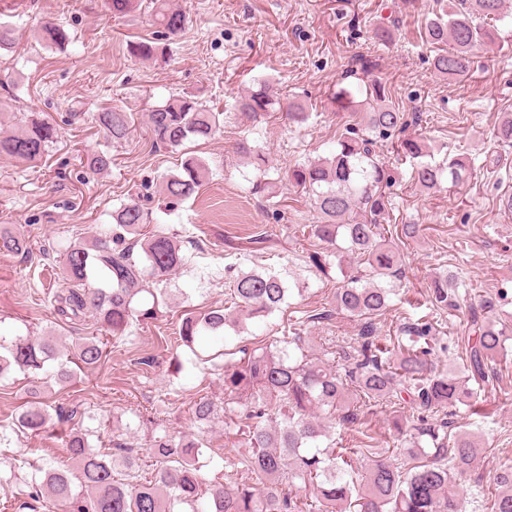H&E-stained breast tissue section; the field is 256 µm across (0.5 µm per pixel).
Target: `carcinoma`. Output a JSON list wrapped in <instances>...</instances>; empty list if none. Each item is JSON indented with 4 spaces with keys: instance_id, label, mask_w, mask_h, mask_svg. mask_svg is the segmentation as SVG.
Returning a JSON list of instances; mask_svg holds the SVG:
<instances>
[{
    "instance_id": "1",
    "label": "carcinoma",
    "mask_w": 512,
    "mask_h": 512,
    "mask_svg": "<svg viewBox=\"0 0 512 512\" xmlns=\"http://www.w3.org/2000/svg\"><path fill=\"white\" fill-rule=\"evenodd\" d=\"M506 9V0H451L448 5L436 0L433 16L426 17L419 30L422 41L434 48V72L448 80L467 76L475 49L495 42L493 23L512 17ZM154 12L162 39L183 30L186 15L170 0H154ZM41 31L51 44L62 46L69 40L65 29L55 23L42 26ZM129 52L147 61L164 54L165 47L156 38H143L131 42ZM334 98L338 110L354 116L338 134L336 149L317 160L294 164L278 180L308 195L319 214L311 234L338 263L347 259L362 267L342 272L330 308L306 312V321L313 325L334 314L360 323L359 345L343 352L342 372L313 353L298 332L259 348L243 345L238 348V360L221 365L222 404L201 397L191 408L194 422L203 427L222 413L232 415L230 421L244 447L238 452V463L264 477L263 489L246 483H214L199 465L202 439L168 432L152 435L153 477L141 483L133 443H118L115 451L105 453L91 447L89 432L72 429L62 437V446L77 464L78 474L53 459L42 462L36 469L39 478L30 483L28 501L20 508L32 510L34 504L49 500L64 512H300L297 501L283 492L282 482L288 479L314 487L319 512H462L457 480L474 470L483 452L481 441L467 432L448 436V423H432L428 414L461 406L478 414L477 390L469 383L488 378L489 363L508 351L512 336L491 314L490 304L480 300L469 306L468 335L457 338L463 353L460 366L432 367L429 356L434 348L428 342L431 325L427 322L404 327L407 342L393 349L379 345L372 320L391 306L404 270L398 249L380 233L391 206L383 190L390 174L374 144L404 132L407 119L391 103L386 84L379 79L355 90L339 82ZM276 104L269 84L259 81L235 98L232 107L256 119L276 111ZM223 115L193 95H173L147 112V124L156 142L178 149L187 142L211 139ZM286 115L301 123L310 113L306 104L290 101ZM92 122L114 144L129 137L128 113L117 108L100 109L92 114ZM56 138L54 124L30 118L0 136V157L32 162ZM495 138L502 147L512 146V113H503ZM397 152L409 161L411 180L429 194L449 183H464L472 175L461 158L434 161V151L417 136L402 139ZM236 153L257 171L252 190L269 189L265 157L245 142L238 144ZM208 175L205 161L188 155L182 172L164 178L157 194L175 201L187 199ZM151 216L144 200L132 197L112 211V223L102 225L91 243L75 240L62 246L61 268L71 288L55 295L57 315L79 321L90 312L118 340L131 336L134 323L154 320L161 308L171 307L175 298L169 285L190 256L182 252L176 236L164 229L144 231ZM131 239L140 245L139 258L127 246ZM30 251L25 237L0 231L1 253ZM95 276L102 279L103 287L85 288ZM224 277L230 306L185 314L177 337L182 345L192 349L203 336H224L230 331L238 336L246 321H264L281 310L290 291L287 274L272 269L230 266ZM459 287L456 276L439 272L432 280L431 302L455 308ZM70 356L80 368L96 367L104 356L102 343L84 337L69 355L51 336L3 340L0 378L18 370L31 383L45 377L58 384L70 383L75 380V372L68 367ZM371 402H407L416 406L417 415L401 451L405 462L397 463L369 448L365 480L356 484L345 453L323 441L330 440L333 420L353 424L360 406ZM75 415L74 410L52 407L34 397L23 405L14 426L36 436ZM495 481L501 490L490 512H512V466L500 470Z\"/></svg>"
}]
</instances>
